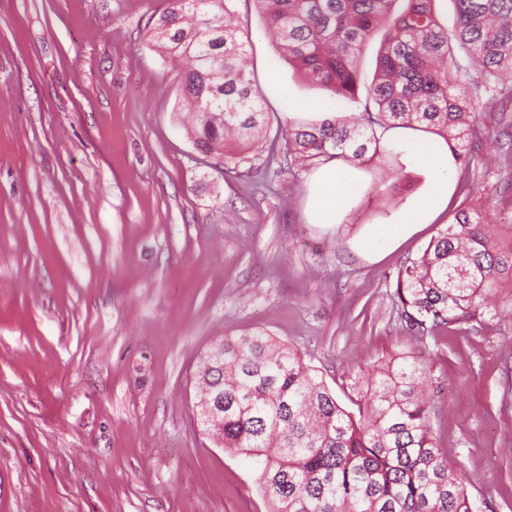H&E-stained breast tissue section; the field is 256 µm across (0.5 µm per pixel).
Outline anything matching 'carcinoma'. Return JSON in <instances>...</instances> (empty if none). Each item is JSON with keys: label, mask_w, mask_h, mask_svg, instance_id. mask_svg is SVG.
<instances>
[{"label": "carcinoma", "mask_w": 512, "mask_h": 512, "mask_svg": "<svg viewBox=\"0 0 512 512\" xmlns=\"http://www.w3.org/2000/svg\"><path fill=\"white\" fill-rule=\"evenodd\" d=\"M234 2L167 0L148 31L152 48L184 65L181 96L196 113L192 139L204 156L245 162L267 139L265 176L313 160L363 166L380 152L377 130L403 126L443 138L467 164L475 101H512V82H501L512 74V0H452L451 32L436 18V0H252L288 64L338 98L357 94L360 59L380 36L373 110L279 128L270 139ZM279 152L286 164L273 170ZM504 290L512 300V219L464 208L398 271L394 296L408 329L423 336L512 317V306L489 303ZM211 350L224 364L207 382L224 402V449L263 459L259 482L272 512H472L458 470L436 448L419 357L371 366L354 414L271 336L226 334Z\"/></svg>", "instance_id": "carcinoma-1"}]
</instances>
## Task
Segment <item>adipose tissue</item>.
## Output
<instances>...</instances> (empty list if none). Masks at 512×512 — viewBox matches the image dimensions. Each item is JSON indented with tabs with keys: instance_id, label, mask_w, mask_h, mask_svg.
Segmentation results:
<instances>
[{
	"instance_id": "adipose-tissue-1",
	"label": "adipose tissue",
	"mask_w": 512,
	"mask_h": 512,
	"mask_svg": "<svg viewBox=\"0 0 512 512\" xmlns=\"http://www.w3.org/2000/svg\"><path fill=\"white\" fill-rule=\"evenodd\" d=\"M402 148L417 167L430 172V188L392 222L367 225L356 247L368 259L412 235L448 195V162L442 157L440 144L431 138L411 135L406 137ZM358 190L355 168L340 160H330L315 172L312 179L310 212L313 222L321 226L337 224Z\"/></svg>"
}]
</instances>
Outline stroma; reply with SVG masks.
Returning <instances> with one entry per match:
<instances>
[{"label": "stroma", "mask_w": 512, "mask_h": 512, "mask_svg": "<svg viewBox=\"0 0 512 512\" xmlns=\"http://www.w3.org/2000/svg\"><path fill=\"white\" fill-rule=\"evenodd\" d=\"M167 0H0V512H271L256 457L218 447L196 406L221 336L298 350L342 403L364 370L429 366L432 428L475 512H512V319L419 338L393 292L463 207L499 189L512 112L481 114L448 199L376 260L354 245L429 188L389 140L339 225L313 224L312 169L262 179L192 143L180 75L146 31ZM248 69L271 126L368 104L310 87L249 0Z\"/></svg>", "instance_id": "obj_1"}]
</instances>
